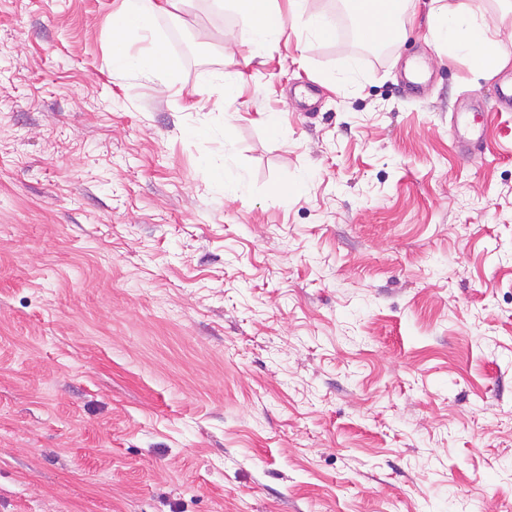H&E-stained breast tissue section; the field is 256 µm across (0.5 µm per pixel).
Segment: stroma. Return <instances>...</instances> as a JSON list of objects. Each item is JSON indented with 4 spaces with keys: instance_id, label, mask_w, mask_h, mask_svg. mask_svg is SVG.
Masks as SVG:
<instances>
[{
    "instance_id": "35a3bbf8",
    "label": "stroma",
    "mask_w": 512,
    "mask_h": 512,
    "mask_svg": "<svg viewBox=\"0 0 512 512\" xmlns=\"http://www.w3.org/2000/svg\"><path fill=\"white\" fill-rule=\"evenodd\" d=\"M120 6L0 0V512H512V40L474 74L409 0L372 58L304 0L253 59L180 0L154 77Z\"/></svg>"
}]
</instances>
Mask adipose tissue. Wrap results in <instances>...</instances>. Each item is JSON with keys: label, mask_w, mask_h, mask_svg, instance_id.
Wrapping results in <instances>:
<instances>
[{"label": "adipose tissue", "mask_w": 512, "mask_h": 512, "mask_svg": "<svg viewBox=\"0 0 512 512\" xmlns=\"http://www.w3.org/2000/svg\"><path fill=\"white\" fill-rule=\"evenodd\" d=\"M500 11L495 15H475L439 5L430 16L435 39L466 56L478 73L497 70L503 63L498 37L504 20L512 16V0H498ZM235 9L248 17L253 25L251 56H260L274 46L284 30V17L278 0H232ZM351 12L359 29L367 37L389 35L390 21L400 17L406 0H350ZM165 0H122L118 20L112 27V39L120 51L112 65L125 71L160 73L168 67L167 50L162 41L150 35V23L165 11ZM147 41V48L134 51L133 40Z\"/></svg>", "instance_id": "adipose-tissue-1"}]
</instances>
